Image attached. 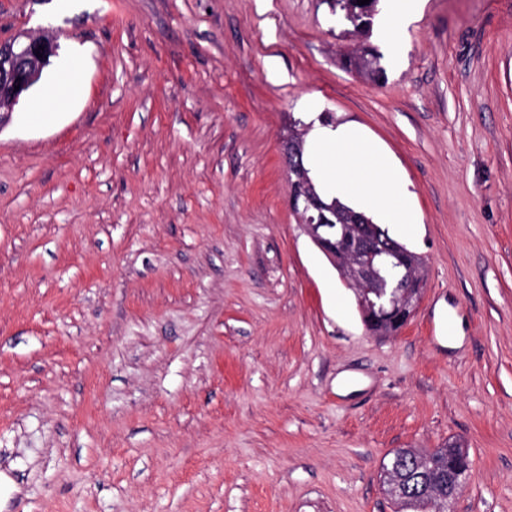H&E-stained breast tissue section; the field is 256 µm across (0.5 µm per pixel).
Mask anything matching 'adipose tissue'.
I'll list each match as a JSON object with an SVG mask.
<instances>
[{
  "instance_id": "obj_1",
  "label": "adipose tissue",
  "mask_w": 512,
  "mask_h": 512,
  "mask_svg": "<svg viewBox=\"0 0 512 512\" xmlns=\"http://www.w3.org/2000/svg\"><path fill=\"white\" fill-rule=\"evenodd\" d=\"M380 34L391 56L402 50V32L418 9V0H385ZM313 125L305 151V166L321 195L330 199L349 196L361 209L379 214L397 231H413L417 219L400 170L386 154L368 142L351 124H322L308 110Z\"/></svg>"
}]
</instances>
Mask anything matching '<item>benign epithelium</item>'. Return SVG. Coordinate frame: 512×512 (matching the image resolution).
Returning a JSON list of instances; mask_svg holds the SVG:
<instances>
[{
  "instance_id": "obj_1",
  "label": "benign epithelium",
  "mask_w": 512,
  "mask_h": 512,
  "mask_svg": "<svg viewBox=\"0 0 512 512\" xmlns=\"http://www.w3.org/2000/svg\"><path fill=\"white\" fill-rule=\"evenodd\" d=\"M55 38H14L0 43V119L11 112L20 97L28 92L58 53ZM282 147L288 166V177L303 186L309 185L308 171L302 163L305 149L303 131L288 123ZM289 203L298 214L301 226L311 240L331 245L338 256L343 279L359 287V305L364 311L374 309L383 295L385 280L374 265L373 259L394 244L380 233L377 225L358 224L334 208L320 205L310 194H292ZM416 271L408 268L399 274L395 282L398 288V304L411 312L416 311L422 296L413 292Z\"/></svg>"
}]
</instances>
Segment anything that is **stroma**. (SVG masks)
I'll use <instances>...</instances> for the list:
<instances>
[{"label": "stroma", "instance_id": "obj_1", "mask_svg": "<svg viewBox=\"0 0 512 512\" xmlns=\"http://www.w3.org/2000/svg\"><path fill=\"white\" fill-rule=\"evenodd\" d=\"M21 33L60 55L0 125V512H396L390 452L452 440L454 512H512V0H419L377 82L321 0H0ZM309 100L406 180L396 335L289 207ZM59 84H62L64 89L65 103L69 98L75 96L80 89L79 82L71 80L69 78V74H64L57 78L55 81L45 87L39 98L30 104L29 113L34 121L48 122L55 117L56 112L54 111L59 109L60 105L53 89ZM51 103H54L59 107H53L52 105L49 107V104ZM387 305L386 312L384 314L373 313L367 316L364 314V312H361L365 326L372 334L376 336L386 337L397 333L411 317V315L399 317L397 314H389L388 312L390 308Z\"/></svg>", "mask_w": 512, "mask_h": 512}]
</instances>
